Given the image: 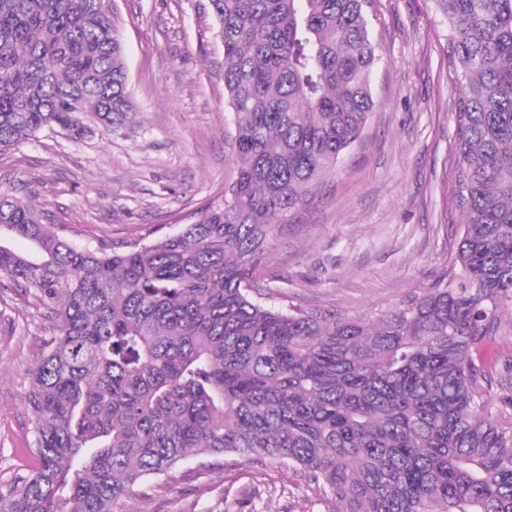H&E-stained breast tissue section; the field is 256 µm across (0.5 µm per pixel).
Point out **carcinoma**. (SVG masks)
Masks as SVG:
<instances>
[{"label": "carcinoma", "mask_w": 512, "mask_h": 512, "mask_svg": "<svg viewBox=\"0 0 512 512\" xmlns=\"http://www.w3.org/2000/svg\"><path fill=\"white\" fill-rule=\"evenodd\" d=\"M370 0H208L236 177L172 235L77 246L0 184V291L53 336L26 406L39 466L0 512H117L190 456L296 472L332 512H512V360L476 356L512 310V0L447 22L461 228L446 267L375 318L276 309L254 278L375 107ZM135 112L111 0H0V150ZM503 393L493 398V382Z\"/></svg>", "instance_id": "1"}]
</instances>
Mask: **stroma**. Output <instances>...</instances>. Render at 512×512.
Returning a JSON list of instances; mask_svg holds the SVG:
<instances>
[{"mask_svg":"<svg viewBox=\"0 0 512 512\" xmlns=\"http://www.w3.org/2000/svg\"><path fill=\"white\" fill-rule=\"evenodd\" d=\"M131 123L82 140L43 130L0 151V177L80 245L149 242L178 231L235 176L234 117L223 47L207 0H115ZM379 62L375 108L360 139L313 200L278 225L256 277L263 301L351 316L395 310L432 282L456 241L455 115L447 26L431 0H372ZM34 303L0 293V483L38 464L25 407L28 372L46 333ZM135 486L122 512H325L288 470L248 457L191 459Z\"/></svg>","mask_w":512,"mask_h":512,"instance_id":"stroma-1","label":"stroma"}]
</instances>
